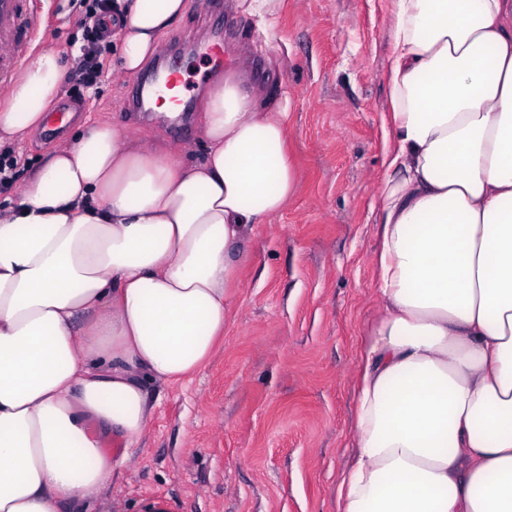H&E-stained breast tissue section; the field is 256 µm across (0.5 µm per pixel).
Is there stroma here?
I'll return each mask as SVG.
<instances>
[{
    "label": "stroma",
    "instance_id": "stroma-1",
    "mask_svg": "<svg viewBox=\"0 0 512 512\" xmlns=\"http://www.w3.org/2000/svg\"><path fill=\"white\" fill-rule=\"evenodd\" d=\"M228 2L195 0L160 57L191 41L182 60L191 77L240 67L256 84L283 82L301 181L287 208L248 239L223 342L190 381L158 387L150 427L115 487L131 504L164 499L169 512H338L363 344L381 315L375 219L388 174L393 0H281L271 18ZM82 17L80 0L45 5L36 47L73 59ZM213 45L215 62L204 54ZM111 68L81 98L62 95L72 116L61 137L101 118L199 161L204 91L188 83L190 109L179 121L134 116L128 82Z\"/></svg>",
    "mask_w": 512,
    "mask_h": 512
}]
</instances>
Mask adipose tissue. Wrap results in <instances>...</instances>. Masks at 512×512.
I'll use <instances>...</instances> for the list:
<instances>
[{"instance_id":"1","label":"adipose tissue","mask_w":512,"mask_h":512,"mask_svg":"<svg viewBox=\"0 0 512 512\" xmlns=\"http://www.w3.org/2000/svg\"><path fill=\"white\" fill-rule=\"evenodd\" d=\"M190 2L114 0L122 74ZM65 74L45 47L0 90V147L43 125ZM388 84L384 315L339 512H512V0H395ZM291 105L226 71L195 164L96 120L0 207V512H123L110 489L151 386L210 361L247 236L298 189Z\"/></svg>"}]
</instances>
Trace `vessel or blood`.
<instances>
[{"label":"vessel or blood","mask_w":512,"mask_h":512,"mask_svg":"<svg viewBox=\"0 0 512 512\" xmlns=\"http://www.w3.org/2000/svg\"><path fill=\"white\" fill-rule=\"evenodd\" d=\"M38 0H0V88L14 79L38 36Z\"/></svg>","instance_id":"1"}]
</instances>
